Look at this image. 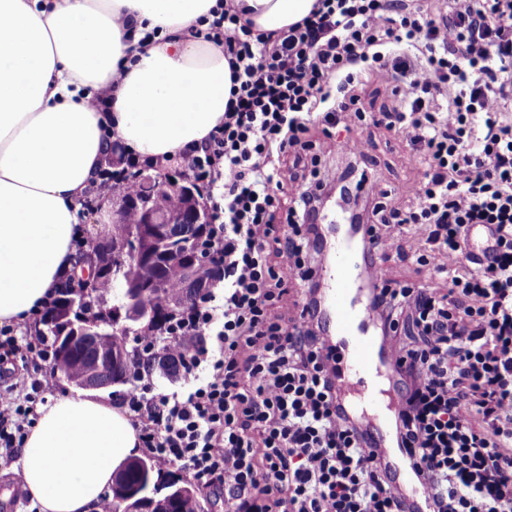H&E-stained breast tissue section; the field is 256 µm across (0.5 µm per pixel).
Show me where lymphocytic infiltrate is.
<instances>
[{
  "label": "lymphocytic infiltrate",
  "mask_w": 512,
  "mask_h": 512,
  "mask_svg": "<svg viewBox=\"0 0 512 512\" xmlns=\"http://www.w3.org/2000/svg\"><path fill=\"white\" fill-rule=\"evenodd\" d=\"M195 38L222 45L224 123L176 162L201 185L223 274L141 343L170 354L180 387L158 391L146 356L121 404L139 444L222 492L233 512H512V0H317L309 16L257 33L218 0ZM400 104L366 114L363 81ZM394 131L424 168L405 209L375 205L369 259L413 236L421 283L374 285L382 336L401 355L391 434L414 487L394 485L361 416L327 366L315 265L323 250L319 169L285 191L312 126ZM150 160L120 153L94 200ZM480 228L488 245L466 244ZM302 287L300 310L285 297ZM28 321L0 326V458L23 448L53 373Z\"/></svg>",
  "instance_id": "obj_1"
}]
</instances>
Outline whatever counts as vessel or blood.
<instances>
[{
    "label": "vessel or blood",
    "instance_id": "1",
    "mask_svg": "<svg viewBox=\"0 0 512 512\" xmlns=\"http://www.w3.org/2000/svg\"><path fill=\"white\" fill-rule=\"evenodd\" d=\"M327 242L317 276L323 282V319L328 335L336 341L331 364L343 393L358 394L371 412L378 441L387 438L389 419L399 406L395 387L376 384L382 373L398 365L395 350L377 335V319L364 286L379 277L377 267L365 259L358 231L348 224L325 229Z\"/></svg>",
    "mask_w": 512,
    "mask_h": 512
}]
</instances>
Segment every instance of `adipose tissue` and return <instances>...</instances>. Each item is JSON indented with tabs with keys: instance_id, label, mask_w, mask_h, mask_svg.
<instances>
[{
	"instance_id": "1",
	"label": "adipose tissue",
	"mask_w": 512,
	"mask_h": 512,
	"mask_svg": "<svg viewBox=\"0 0 512 512\" xmlns=\"http://www.w3.org/2000/svg\"><path fill=\"white\" fill-rule=\"evenodd\" d=\"M315 2L232 0L263 32L302 20ZM215 4L0 0V324L30 316L77 269L78 202L110 140L173 159L223 124L228 61L193 35ZM137 443L120 409L78 392L41 408L16 472L40 512H92Z\"/></svg>"
}]
</instances>
